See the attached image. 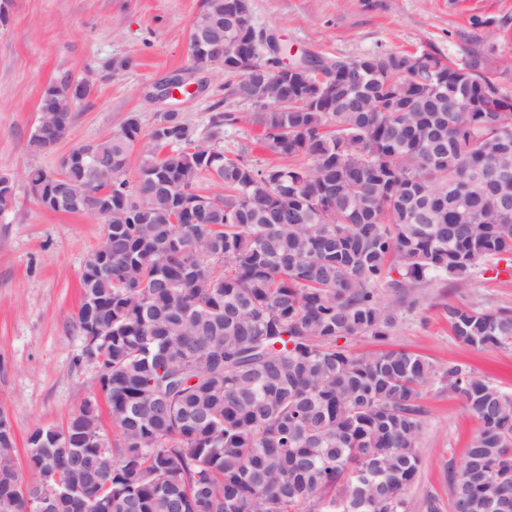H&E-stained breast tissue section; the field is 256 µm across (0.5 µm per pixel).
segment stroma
Wrapping results in <instances>:
<instances>
[{"label": "stroma", "mask_w": 512, "mask_h": 512, "mask_svg": "<svg viewBox=\"0 0 512 512\" xmlns=\"http://www.w3.org/2000/svg\"><path fill=\"white\" fill-rule=\"evenodd\" d=\"M201 6L202 0H0V174L13 177L16 197L0 213V413L12 424L18 466L26 464L32 429L63 426L100 393L74 316L84 261L105 230L96 215L40 207L26 170H56L73 148L120 131L131 117L149 132L169 110L201 134L211 113H235L236 122L224 127L225 153L259 165L281 161L252 120L254 106L231 95L227 76L193 70L189 26ZM251 19L278 39L287 63L306 53L348 61L373 51L457 61L478 49L488 71L512 91V0H251ZM176 72L187 89L160 98L159 87ZM64 74L89 83L91 92L71 105L72 120L56 148L32 153L28 139L41 95ZM417 294L418 308L402 315L384 342L362 337L349 349L357 355L405 350L436 367L439 376L421 400L420 471L406 497L410 512H426L430 497L451 512L448 472L462 465L478 422L442 374L460 365L512 392V344L465 345L453 335L445 308H512V261L492 271L476 266L468 288L432 281Z\"/></svg>", "instance_id": "1"}]
</instances>
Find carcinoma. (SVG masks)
I'll return each mask as SVG.
<instances>
[{
	"mask_svg": "<svg viewBox=\"0 0 512 512\" xmlns=\"http://www.w3.org/2000/svg\"><path fill=\"white\" fill-rule=\"evenodd\" d=\"M222 14L224 0H204L190 29L233 46L239 33ZM424 58L439 70L418 67L405 98L361 70L369 53L325 72L327 98L272 83L288 110L272 102L254 120L299 165L226 155L230 114L211 113L204 139L165 112L144 141L131 118L58 170L27 171L32 187L69 188L59 203L34 195L48 210L94 212L106 192L119 211L112 265L82 274L76 315L85 335L87 307L97 312L112 444L29 433L32 492L58 490L51 512H408L435 367L393 349L355 356L348 343L385 340L421 285L466 288L477 264L512 259V93L508 112L494 102L450 112L453 100L480 102L484 58ZM71 83L64 74L43 91L33 152L64 137L63 103L88 96L90 85L79 94ZM88 146L93 167L78 160ZM186 190L202 208L174 224ZM14 202L1 174L0 212ZM446 313L466 345L512 344V309ZM446 376L479 423L464 462L488 475L454 473L451 512H512V394L458 366ZM98 416L86 403L67 428L87 436ZM14 458V440L0 438V512H24Z\"/></svg>",
	"mask_w": 512,
	"mask_h": 512,
	"instance_id": "carcinoma-1",
	"label": "carcinoma"
}]
</instances>
